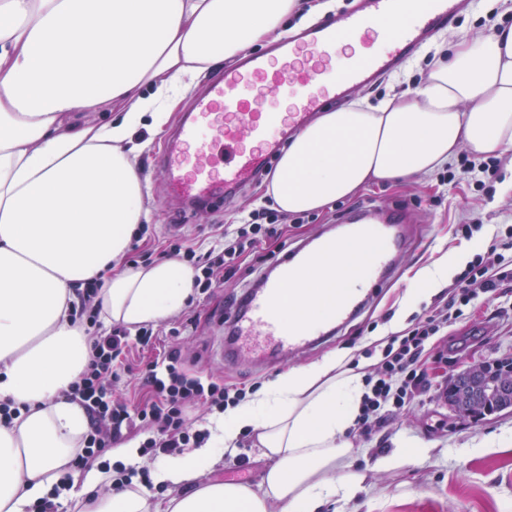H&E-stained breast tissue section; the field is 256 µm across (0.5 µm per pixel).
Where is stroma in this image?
<instances>
[{"label": "stroma", "instance_id": "obj_1", "mask_svg": "<svg viewBox=\"0 0 512 512\" xmlns=\"http://www.w3.org/2000/svg\"><path fill=\"white\" fill-rule=\"evenodd\" d=\"M493 23L512 25V0H483L481 6H468L435 42L449 52L460 34L484 36ZM431 64L424 51H416L395 72L358 89L356 95L378 103L392 89L419 85ZM163 145V136L154 137L139 159L152 186L150 213L136 233V249L127 250L126 257L141 265L157 259L175 238L186 247L209 248L218 226L235 227L241 217L262 204L269 184L268 179H261L228 201L200 209L184 205L169 194L160 174L157 157ZM469 158L468 152H460L446 177L435 172L398 186L371 184L323 211L287 215L281 240L272 239L244 252L234 276L220 282L208 298L188 303L184 312L192 322L180 334L171 332L174 317L154 323L157 349L180 350L189 373L243 388L247 397H254L284 367L226 363L220 354L226 313L259 278L270 254L327 235L356 205L379 215L400 205L407 207L417 242L403 252L390 282L367 297L359 313L336 336L289 356L287 365L305 366L338 351L363 353L380 343L394 316L401 318L404 329H412L431 306L427 300L409 309L400 305L416 270L435 264L464 243L471 253L485 252L495 236L512 232V194L500 189L503 180L512 177V154L489 158L495 174L481 186L461 172ZM459 224H474L478 230L466 240L454 232ZM509 304L512 282L493 296L480 298L477 307L465 309L463 317L449 323L427 346L430 397L397 413L388 426L356 438L359 453L347 469L361 475L362 489L352 504H337V512H512V412L463 420L444 402L441 391L448 374L478 362L512 359V317L497 313L498 307ZM491 438L503 439V447L482 451V443ZM405 443L421 447V455L389 470L373 469L376 457ZM265 466L248 433L241 436L235 454L219 456L205 475L253 487Z\"/></svg>", "mask_w": 512, "mask_h": 512}]
</instances>
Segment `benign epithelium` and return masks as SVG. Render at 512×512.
Returning <instances> with one entry per match:
<instances>
[{"mask_svg":"<svg viewBox=\"0 0 512 512\" xmlns=\"http://www.w3.org/2000/svg\"><path fill=\"white\" fill-rule=\"evenodd\" d=\"M446 393L448 403L461 416L479 418L512 412V378L488 370L485 362L450 374Z\"/></svg>","mask_w":512,"mask_h":512,"instance_id":"1","label":"benign epithelium"}]
</instances>
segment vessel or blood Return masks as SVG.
I'll list each match as a JSON object with an SVG mask.
<instances>
[{"mask_svg":"<svg viewBox=\"0 0 512 512\" xmlns=\"http://www.w3.org/2000/svg\"><path fill=\"white\" fill-rule=\"evenodd\" d=\"M464 3L414 0L401 10L397 0H358L342 19L324 18L276 42L271 52L242 58L210 83L172 132L159 157L163 178L186 202L235 194L265 172L313 113L343 104L361 86L396 70L428 39L452 27ZM378 21L389 23L387 36L380 42L366 39ZM339 51L351 59L335 75L331 62ZM283 86L293 90L288 104L279 111L261 110L264 98ZM359 213V222L343 223L341 237L364 241L367 248L341 275L372 291L385 285L395 257L405 251L408 228L397 215L378 218L364 207ZM336 240L297 245L270 264L243 308L225 321L231 333L226 362L248 356L272 366L345 324L359 298L332 281L320 293L319 315L297 323L285 314L293 270L306 267L316 254L331 258Z\"/></svg>","mask_w":512,"mask_h":512,"instance_id":"obj_1","label":"vessel or blood"}]
</instances>
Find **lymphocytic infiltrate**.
Here are the masks:
<instances>
[{
    "label": "lymphocytic infiltrate",
    "instance_id": "lymphocytic-infiltrate-1",
    "mask_svg": "<svg viewBox=\"0 0 512 512\" xmlns=\"http://www.w3.org/2000/svg\"><path fill=\"white\" fill-rule=\"evenodd\" d=\"M279 213L270 207L252 213L246 227L236 237L225 240L221 251L196 254L193 249L173 247L171 255H185L194 267V288L209 293L223 280L225 273L233 272V263L244 251L256 248L259 235L281 236L277 222ZM512 250L511 240L494 242L481 254L475 255L454 279L453 293L446 303L434 304L424 320L407 333L389 337L381 349V358L365 379L363 395L356 419L355 433L364 435L373 428L384 427L390 415L402 410L429 388L424 363L427 342L448 323L464 314L465 306L480 295L495 292L501 283L511 277L505 253ZM100 278H93L75 288L76 317L83 323L90 341L92 358L79 379L66 391L67 399L79 402L85 409L90 426L81 436L72 459L71 473H80L89 460L104 456L136 430H153V437L143 444L144 454L159 459L195 448L206 436L194 429L188 417L189 409L206 404L218 410L238 404L245 396L243 389L203 381L190 375L180 351L171 350L147 362L139 373L140 384L149 390L151 401L129 408L112 394V367L131 342L148 343L153 332L139 328L136 336L117 327L104 332L100 329Z\"/></svg>",
    "mask_w": 512,
    "mask_h": 512
}]
</instances>
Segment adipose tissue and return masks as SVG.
<instances>
[{"instance_id":"adipose-tissue-1","label":"adipose tissue","mask_w":512,"mask_h":512,"mask_svg":"<svg viewBox=\"0 0 512 512\" xmlns=\"http://www.w3.org/2000/svg\"><path fill=\"white\" fill-rule=\"evenodd\" d=\"M299 0H0V403L18 407L0 425V512H28L57 486L87 426L65 390L90 362L69 300L102 277L101 316L128 326L182 311L194 271L168 258L125 264L148 217L149 179L137 163L149 120L161 133L172 107L202 76L250 43L280 39ZM512 152V26L460 36L452 57L434 56L425 82L380 105L366 100L321 113L284 150L267 187L286 214L319 211L377 183L394 185L451 164ZM361 244H336L335 263L314 259L291 282L289 310L319 312L316 291L355 259ZM459 247L418 272L405 306L418 304L466 260ZM360 363L336 352L290 368L245 405L209 417L207 442L171 457L154 479L175 494L94 488L90 471L62 490L87 512H319L354 500L349 431L365 391ZM256 434L268 465L257 487L205 479L217 449Z\"/></svg>"}]
</instances>
